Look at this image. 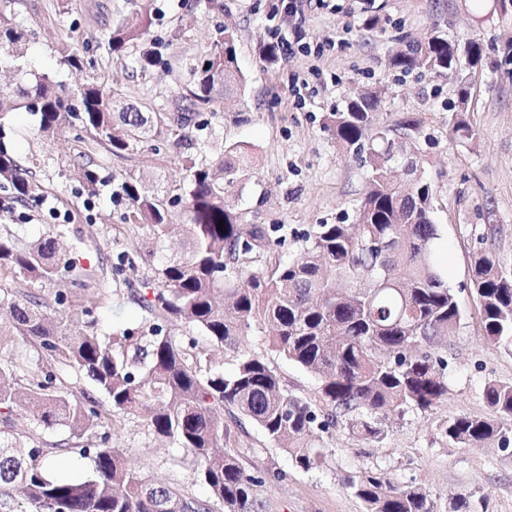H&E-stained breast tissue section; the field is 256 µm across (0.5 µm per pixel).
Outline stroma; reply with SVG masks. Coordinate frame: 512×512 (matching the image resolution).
<instances>
[{
	"label": "stroma",
	"mask_w": 512,
	"mask_h": 512,
	"mask_svg": "<svg viewBox=\"0 0 512 512\" xmlns=\"http://www.w3.org/2000/svg\"><path fill=\"white\" fill-rule=\"evenodd\" d=\"M156 14L148 38L165 42L169 65L146 73L136 70L134 52L107 56L101 37L124 0H72L68 14L56 15V0H26L28 11L42 23L30 34L24 66L35 74L54 73L67 85L81 74L58 71L57 50L71 42L95 71L104 73L125 102L149 103L155 111L175 112L181 105L187 74L182 62L208 53L216 30L230 25L238 33V64L246 78L241 96L225 102L209 155L223 146L245 142L255 153L252 178L243 191L242 207L250 224H281L288 240L311 225L351 224L366 185L361 159L344 154L325 130L329 112L343 108L359 91L384 96L381 121L393 126L401 117L420 123L417 143L423 151L424 176L437 190L434 221L445 282L456 294L462 321L436 352L448 367V396L433 411L390 417L379 446L350 437L343 430L322 435L327 450L323 467L310 472L293 466L286 453L250 422L233 427L236 445L249 466L281 472L262 489L266 512H363L361 502L344 486L346 476L361 469L388 472L401 482L425 488L446 512L450 495L472 496L479 512H512V453L499 442L460 448L443 440L440 421L459 415L487 417L483 389L489 381L512 382V354L483 338L478 303L471 291V265L480 248L512 265V64L504 51L512 43V11L495 9L493 0H326L308 7L304 18L288 10L289 0H223L220 11L208 0H139ZM302 23L307 50L277 65H268L260 49L270 31L291 34ZM180 28L184 36L171 41ZM448 38L477 39L483 63L471 75L468 118L478 133L475 145H453L448 122L457 101V81L427 72L403 73L389 58L406 44L433 31ZM309 86L302 97L292 93L296 79ZM73 144L71 133L53 143L51 160L36 170L46 192L29 207L0 209V227L26 240L68 223L84 211L99 231L97 247L82 252V264L117 267L109 278L111 298L93 315L83 312L84 293L67 281L40 283L21 279L10 287L18 299L53 304L66 292L68 328L85 330L89 318L99 328L143 329L148 315L130 295L143 278L171 257L169 243H155L149 230L123 220L126 205L102 190L88 199L82 186L60 177L58 163ZM149 253V260L121 264L123 254ZM113 447L150 479L175 483L198 498L209 492L182 452L156 437L145 423L125 422L112 434Z\"/></svg>",
	"instance_id": "obj_1"
}]
</instances>
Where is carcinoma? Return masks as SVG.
I'll list each match as a JSON object with an SVG mask.
<instances>
[{
    "label": "carcinoma",
    "mask_w": 512,
    "mask_h": 512,
    "mask_svg": "<svg viewBox=\"0 0 512 512\" xmlns=\"http://www.w3.org/2000/svg\"><path fill=\"white\" fill-rule=\"evenodd\" d=\"M22 6L23 0H0V70L19 79L13 95L0 97V117L20 109L34 113L37 135L46 141L78 124L86 137L74 139L65 166L69 177L90 199L115 184L113 194L126 201L125 222L148 226L160 242L179 236L182 251L131 292L149 315L146 329L101 333L92 322L72 335L61 310L15 299L6 281H105L104 267L80 262L79 252L94 240L79 226L81 214L73 216V230L57 227L25 244L0 235V306L10 309L12 334L49 365L35 371L18 356L0 368V512H213L214 501L223 512H265L266 480L250 472L232 447L224 416L237 425L250 421L307 472L326 460L325 449L312 440L317 433L341 427L378 445L386 417L433 410L448 391V361L433 348L459 327L461 313L443 280L433 220L436 190L422 175L416 120L402 118L403 136H392L381 124L382 99L375 92L329 113L325 129L336 146L368 167L356 223L312 225L301 236L299 254L285 259L278 251L286 242L284 225L247 224L235 204L251 177L249 149L230 144L214 158L202 157L212 134H202L209 123L198 121L200 112L217 115L220 99L245 86L234 29L224 27L213 49L189 63L191 81L180 111L151 112L122 102L97 73L75 87L47 75L28 77L21 59L37 17H22ZM152 24L153 13L146 9L119 12L103 35L106 54L121 56L136 46L137 68L150 71L161 62L144 40ZM481 58L478 42L463 44L436 31L396 50L390 64L404 72L458 75V108L448 136L467 147L477 132L464 118L471 92L462 62L474 67ZM57 63L61 69L83 68L78 51L66 46ZM168 142L182 151L187 179L164 190L150 187L132 168L117 181L103 177L88 160L100 150L116 161L134 162L146 144L158 153L159 144ZM0 189L21 206L45 193L2 126ZM176 200L184 202L180 224L171 210ZM69 231L73 239L65 247L60 239ZM471 285L484 338L512 354V267L482 251ZM171 322L182 326L180 334L171 332ZM201 336L231 357V370L200 345ZM252 337L317 377V394L305 398L288 390L277 368L246 349ZM72 375L88 379L108 407L90 395L70 397L66 385ZM484 398L494 417L457 416L439 424L440 435L461 448L497 439L508 449L512 383L488 382ZM18 407L29 412L32 426L16 428L12 414ZM133 417L184 452L211 498L154 482L127 465L109 439L118 422ZM43 429L68 431L76 439L73 449L91 459L90 474L52 476L55 448L42 440ZM98 431L101 444L79 442ZM345 487L364 512H436L426 489L382 471H360ZM448 512H477L476 504L456 494Z\"/></svg>",
    "instance_id": "1"
}]
</instances>
